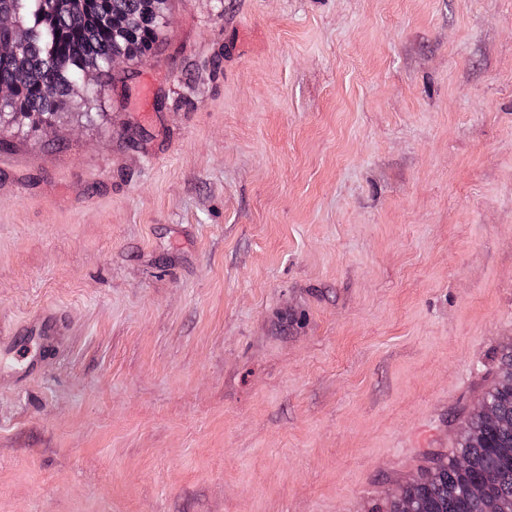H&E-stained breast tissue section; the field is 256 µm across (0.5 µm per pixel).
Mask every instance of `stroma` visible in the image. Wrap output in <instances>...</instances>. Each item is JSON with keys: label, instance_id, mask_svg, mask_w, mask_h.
<instances>
[{"label": "stroma", "instance_id": "1", "mask_svg": "<svg viewBox=\"0 0 512 512\" xmlns=\"http://www.w3.org/2000/svg\"><path fill=\"white\" fill-rule=\"evenodd\" d=\"M0 153V512H371L512 342V0H169ZM23 330L25 335L37 336L38 340V351L33 355L28 353L22 365L24 373L32 374L40 370L45 357L56 347L59 336H61L60 323L53 315H45L36 319ZM42 343L43 355L40 356Z\"/></svg>", "mask_w": 512, "mask_h": 512}]
</instances>
